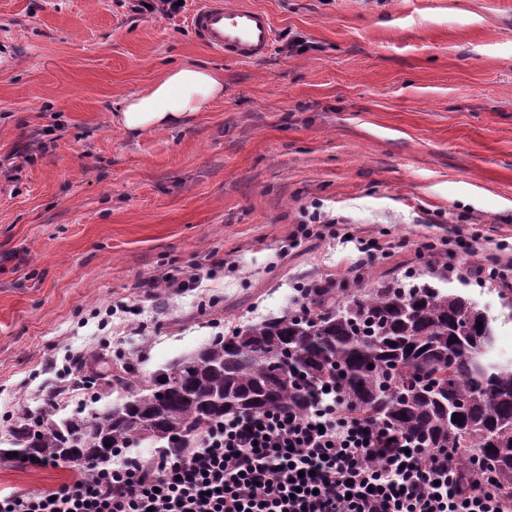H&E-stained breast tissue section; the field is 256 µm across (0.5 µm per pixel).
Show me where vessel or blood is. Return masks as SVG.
Returning a JSON list of instances; mask_svg holds the SVG:
<instances>
[{"instance_id":"1","label":"vessel or blood","mask_w":512,"mask_h":512,"mask_svg":"<svg viewBox=\"0 0 512 512\" xmlns=\"http://www.w3.org/2000/svg\"><path fill=\"white\" fill-rule=\"evenodd\" d=\"M189 25L200 42L231 60L264 58L275 36L269 14L247 0H198Z\"/></svg>"}]
</instances>
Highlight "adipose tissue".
Listing matches in <instances>:
<instances>
[{"label": "adipose tissue", "mask_w": 512, "mask_h": 512, "mask_svg": "<svg viewBox=\"0 0 512 512\" xmlns=\"http://www.w3.org/2000/svg\"><path fill=\"white\" fill-rule=\"evenodd\" d=\"M224 95V79L201 66L167 70L148 91L124 100L118 126L135 136L147 130L166 131L186 124L198 112L210 109Z\"/></svg>", "instance_id": "adipose-tissue-1"}]
</instances>
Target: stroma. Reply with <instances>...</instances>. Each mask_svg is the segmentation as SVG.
<instances>
[{
	"label": "stroma",
	"mask_w": 512,
	"mask_h": 512,
	"mask_svg": "<svg viewBox=\"0 0 512 512\" xmlns=\"http://www.w3.org/2000/svg\"><path fill=\"white\" fill-rule=\"evenodd\" d=\"M248 2L276 37L240 62L200 44L185 11L0 0V449L50 395L61 418L110 406L116 359L148 376L297 309L302 284L343 286L363 238L404 243L368 262L369 285L462 292L512 357V305L483 271L512 248V0ZM296 37L311 50L288 52ZM188 64L223 75V98L126 135L124 100ZM315 215L335 235L289 244ZM444 239L448 275L420 248ZM211 259L227 266L203 287L144 299V281ZM69 475L0 461V490Z\"/></svg>",
	"instance_id": "stroma-1"
}]
</instances>
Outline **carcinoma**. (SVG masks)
<instances>
[{
	"instance_id": "1",
	"label": "carcinoma",
	"mask_w": 512,
	"mask_h": 512,
	"mask_svg": "<svg viewBox=\"0 0 512 512\" xmlns=\"http://www.w3.org/2000/svg\"><path fill=\"white\" fill-rule=\"evenodd\" d=\"M302 297L299 309L214 339L147 382L123 367L116 382L128 395L102 411L56 420L52 409L22 408L0 458L84 469L138 440L184 448L225 417L305 415L331 386L342 411L454 449L464 482L488 478L512 501V362L496 354L486 309L426 283L368 288L360 277Z\"/></svg>"
}]
</instances>
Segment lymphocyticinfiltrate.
Here are the masks:
<instances>
[{
    "mask_svg": "<svg viewBox=\"0 0 512 512\" xmlns=\"http://www.w3.org/2000/svg\"><path fill=\"white\" fill-rule=\"evenodd\" d=\"M445 448L337 410L225 418L189 447L36 492H0V512H512L488 482L463 485Z\"/></svg>",
    "mask_w": 512,
    "mask_h": 512,
    "instance_id": "f902f5d3",
    "label": "lymphocytic infiltrate"
}]
</instances>
